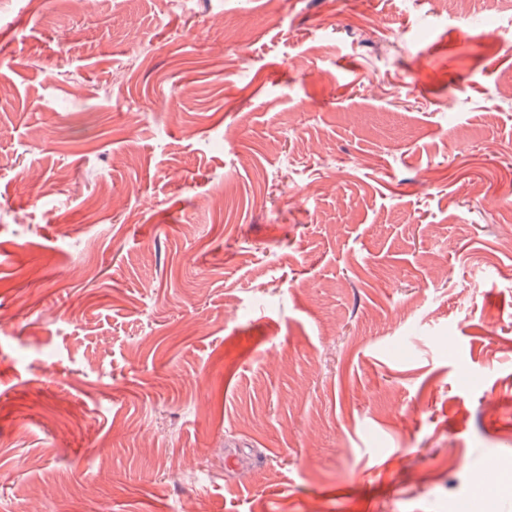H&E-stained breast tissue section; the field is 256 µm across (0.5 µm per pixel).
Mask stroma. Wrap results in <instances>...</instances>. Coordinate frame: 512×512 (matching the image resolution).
I'll list each match as a JSON object with an SVG mask.
<instances>
[{"label": "stroma", "instance_id": "obj_1", "mask_svg": "<svg viewBox=\"0 0 512 512\" xmlns=\"http://www.w3.org/2000/svg\"><path fill=\"white\" fill-rule=\"evenodd\" d=\"M49 7L0 0V512H512V0Z\"/></svg>", "mask_w": 512, "mask_h": 512}]
</instances>
